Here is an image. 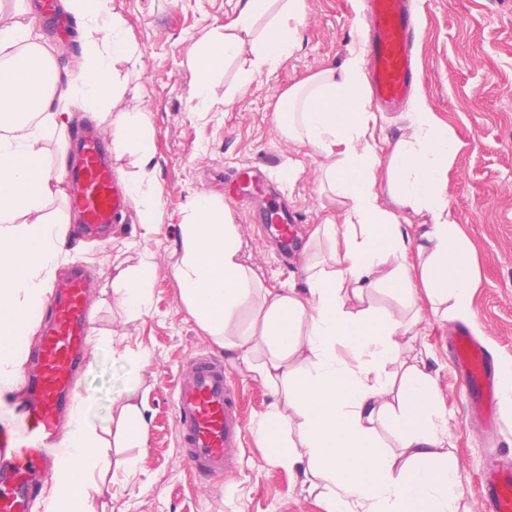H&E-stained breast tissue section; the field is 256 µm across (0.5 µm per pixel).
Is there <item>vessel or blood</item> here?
<instances>
[{"label":"vessel or blood","instance_id":"b4317fda","mask_svg":"<svg viewBox=\"0 0 512 512\" xmlns=\"http://www.w3.org/2000/svg\"><path fill=\"white\" fill-rule=\"evenodd\" d=\"M37 16L59 30L70 21L57 0H36ZM414 0H365L367 69L373 101L397 111L420 81L414 46ZM72 160L64 171L71 185L69 207L80 216V232L101 238L128 207V193L115 180L104 133L82 126L70 136ZM92 277L75 268L58 280L48 298L47 317L37 348L24 369L20 396L0 415V512H33L37 492L48 480L63 424L73 406L86 367L93 317ZM450 346L466 398V419L482 432L499 426V383L491 356L459 325ZM175 422L185 465L202 477L222 475L243 439L237 392L224 373L222 360L195 355L175 385ZM482 512H512V467L490 460L481 478Z\"/></svg>","mask_w":512,"mask_h":512}]
</instances>
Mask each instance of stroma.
<instances>
[{
    "mask_svg": "<svg viewBox=\"0 0 512 512\" xmlns=\"http://www.w3.org/2000/svg\"><path fill=\"white\" fill-rule=\"evenodd\" d=\"M417 7L422 74L417 91L460 143L448 172V201L474 250L478 284L462 317L434 313L428 301H421L415 331L430 351L426 370L444 406V446L461 479L459 512H480L478 479L486 460L512 465V410L501 408L495 443L466 426L448 333L465 324L497 366L512 365V0H417ZM111 8L140 46L122 105L151 117L163 215L157 233L142 236L140 205L133 199L108 242L70 234L61 246L58 273L74 262L96 273L93 337L112 336L127 350L122 357L101 352L89 358L76 395L89 400L88 417L102 429L110 425L113 399L136 386L149 425L146 448L106 449L110 466H132L135 476L109 489L90 490V505L93 512L105 506L112 512H327L303 475L273 463L261 448L254 429L274 397L198 326L181 299L175 262L187 201L196 194L224 197L234 169L258 165L277 182V194L245 193L243 207L231 209L230 216L266 287L301 284L300 265H285L267 230L253 224L250 215L288 205L303 218L297 227L303 241L338 212V203L321 190L317 153L280 135L275 108L282 90L340 63L349 48L359 47L363 0H307L294 54L229 103L224 92L251 55L243 53L224 65L203 120L192 111L187 60L205 35L223 32L236 15L237 0H112ZM291 169L296 176L290 180ZM146 255L154 264L150 304L133 315L117 305L112 282L118 268L138 265ZM202 352L223 359L240 391L246 445L223 477L200 480L189 473L177 446L174 385L188 360Z\"/></svg>",
    "mask_w": 512,
    "mask_h": 512,
    "instance_id": "obj_1",
    "label": "stroma"
}]
</instances>
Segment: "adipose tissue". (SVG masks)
Masks as SVG:
<instances>
[{
    "label": "adipose tissue",
    "mask_w": 512,
    "mask_h": 512,
    "mask_svg": "<svg viewBox=\"0 0 512 512\" xmlns=\"http://www.w3.org/2000/svg\"><path fill=\"white\" fill-rule=\"evenodd\" d=\"M87 33L80 74L47 81L53 53L18 17L0 21V385L15 382L23 351L19 331L41 311L58 266L65 223L44 212L64 194L62 175L45 160V144H67V103L112 118L116 157L131 153L138 172L119 177L138 198L144 234L157 231L161 190L153 170V128L147 113H112L126 90L116 66L140 58L136 41L110 0H64ZM306 0H239L223 33L206 37L188 60L194 111L206 113L224 62L243 48L252 57L238 72L232 100L272 73L299 43ZM366 59L353 50L284 90L277 102L280 133L321 157L322 181L342 206V223L326 220L310 235L325 242L326 260L308 258L302 287L269 288L249 263L239 225L223 202L190 199L175 264L181 298L215 344L235 352L276 396L255 434L274 463L316 479L331 512H457L459 474L442 447L434 378L416 343L417 299L467 311L476 286L467 241L445 192L459 144L423 99L404 129L379 154L376 113L368 109ZM389 206H382L381 197ZM424 222L411 234L412 216ZM151 258L121 270L113 292L127 311L147 306ZM378 291L396 297L399 312L366 305ZM255 311L251 322L242 313ZM80 400L51 477L45 512H90L88 489L106 479L105 440ZM115 447H146L148 424L133 390L112 402ZM298 427V440L285 432ZM389 441H382L379 429Z\"/></svg>",
    "instance_id": "adipose-tissue-1"
}]
</instances>
